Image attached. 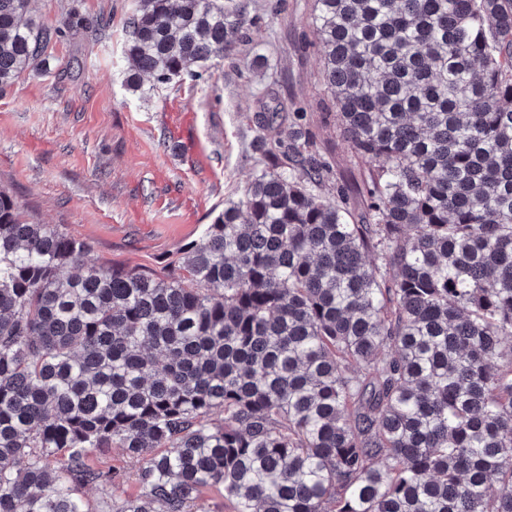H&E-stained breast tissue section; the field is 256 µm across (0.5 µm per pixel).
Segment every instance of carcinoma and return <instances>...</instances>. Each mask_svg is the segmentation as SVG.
<instances>
[{
	"mask_svg": "<svg viewBox=\"0 0 512 512\" xmlns=\"http://www.w3.org/2000/svg\"><path fill=\"white\" fill-rule=\"evenodd\" d=\"M0 0V90L57 31ZM359 219L302 140L165 277L0 187V512H512V0H315ZM226 0H139L128 89L197 80ZM375 255V262L366 258ZM118 446L139 493L90 460ZM100 483L92 505L82 486Z\"/></svg>",
	"mask_w": 512,
	"mask_h": 512,
	"instance_id": "cac0c4a2",
	"label": "carcinoma"
}]
</instances>
